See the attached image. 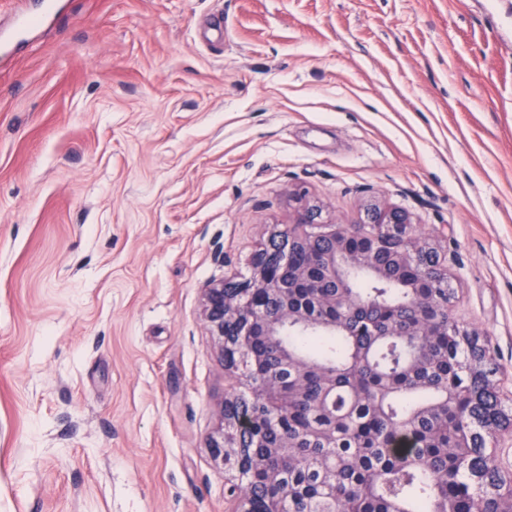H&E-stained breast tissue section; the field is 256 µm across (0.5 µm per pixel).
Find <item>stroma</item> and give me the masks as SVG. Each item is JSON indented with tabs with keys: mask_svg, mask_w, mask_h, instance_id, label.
<instances>
[{
	"mask_svg": "<svg viewBox=\"0 0 512 512\" xmlns=\"http://www.w3.org/2000/svg\"><path fill=\"white\" fill-rule=\"evenodd\" d=\"M0 512H235L202 318L295 192L406 211L512 399V0H0Z\"/></svg>",
	"mask_w": 512,
	"mask_h": 512,
	"instance_id": "1",
	"label": "stroma"
}]
</instances>
